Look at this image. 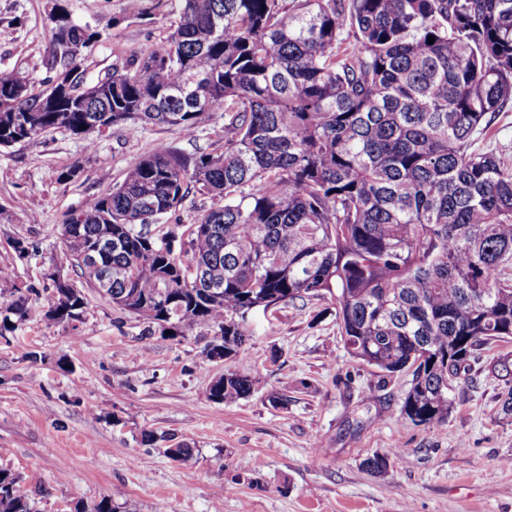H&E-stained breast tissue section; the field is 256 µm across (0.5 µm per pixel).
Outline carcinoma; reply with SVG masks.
<instances>
[{
  "label": "carcinoma",
  "mask_w": 512,
  "mask_h": 512,
  "mask_svg": "<svg viewBox=\"0 0 512 512\" xmlns=\"http://www.w3.org/2000/svg\"><path fill=\"white\" fill-rule=\"evenodd\" d=\"M158 49L85 80L71 47L100 33L48 12L51 70L35 90L0 72V146L63 129L176 127L195 137L224 113L219 147L165 143L105 195L63 221L81 282L137 316L149 333L205 327L224 358L252 337L248 314L330 297L348 353L384 377L412 371L401 416L442 426L461 367L480 347L512 340V165L472 149L488 116L512 102V0H178ZM435 42L428 43V37ZM223 201L179 235L155 231L191 189ZM110 236L98 262L82 255ZM44 317L80 318L84 292L51 278ZM5 307L22 320L20 288ZM228 369L216 403L252 392ZM393 455L374 454L382 475ZM22 477L0 469V512H34Z\"/></svg>",
  "instance_id": "carcinoma-1"
}]
</instances>
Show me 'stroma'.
Listing matches in <instances>:
<instances>
[{
  "label": "stroma",
  "instance_id": "1",
  "mask_svg": "<svg viewBox=\"0 0 512 512\" xmlns=\"http://www.w3.org/2000/svg\"><path fill=\"white\" fill-rule=\"evenodd\" d=\"M74 21L101 32L81 63L94 78L158 49L179 20L177 0H148L147 18L126 0H65ZM0 69L35 88L51 75L46 0H0ZM213 113L195 138L134 123L95 141L54 130L0 149V299L29 289L25 321L0 334V469L34 475L22 490L38 512H75L108 497L125 512H512V342L470 360L450 394L448 421L400 417L410 372L380 378L346 350L330 298L255 311L246 352L207 359L212 336L142 337L143 323L96 291L76 324L43 313L48 272L75 273L60 240L67 212L111 192L123 172L163 142L192 153L223 135ZM475 146L512 164V104L492 115ZM250 375L237 402L209 397L226 369ZM283 393L273 407L267 396ZM170 436L195 450L179 463L142 445ZM402 454L376 476L363 461Z\"/></svg>",
  "mask_w": 512,
  "mask_h": 512
}]
</instances>
